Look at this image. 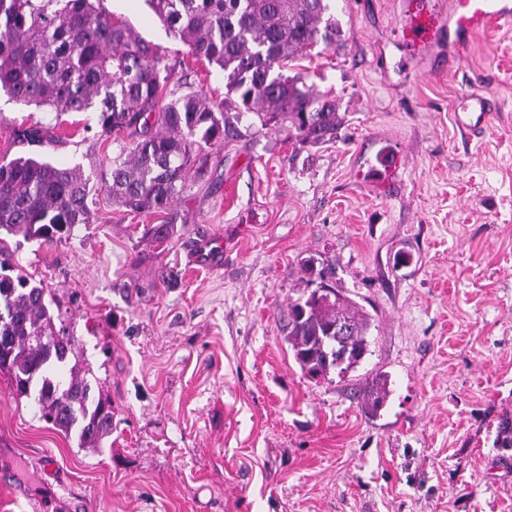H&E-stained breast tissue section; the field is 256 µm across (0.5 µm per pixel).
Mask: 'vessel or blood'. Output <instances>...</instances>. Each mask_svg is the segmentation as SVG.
I'll return each mask as SVG.
<instances>
[{"mask_svg":"<svg viewBox=\"0 0 512 512\" xmlns=\"http://www.w3.org/2000/svg\"><path fill=\"white\" fill-rule=\"evenodd\" d=\"M492 23H512V0H402V12L394 26L395 44L403 61L411 62L434 49L447 47L449 56L458 55L472 33ZM465 109L455 118L462 128L484 124L490 118L484 95L466 92Z\"/></svg>","mask_w":512,"mask_h":512,"instance_id":"obj_1","label":"vessel or blood"}]
</instances>
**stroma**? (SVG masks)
Instances as JSON below:
<instances>
[{
    "instance_id": "35a3bbf8",
    "label": "stroma",
    "mask_w": 512,
    "mask_h": 512,
    "mask_svg": "<svg viewBox=\"0 0 512 512\" xmlns=\"http://www.w3.org/2000/svg\"><path fill=\"white\" fill-rule=\"evenodd\" d=\"M213 102L223 71L191 55L146 0H101ZM400 0H334L342 43L283 66L336 104L334 140L297 141L244 116L208 172L156 214L106 194L120 152L93 112L0 98V159L30 153L90 174L88 223L50 245L5 236L13 274L46 290L112 433L83 448L0 372V512H512V27L476 33L455 63L396 71ZM481 90L492 119L458 129ZM44 126L41 142L20 133ZM397 152L393 169L379 165ZM371 317L370 351L344 375L306 377L288 305L323 266ZM389 379L379 416L361 399ZM26 497H16L14 487Z\"/></svg>"
}]
</instances>
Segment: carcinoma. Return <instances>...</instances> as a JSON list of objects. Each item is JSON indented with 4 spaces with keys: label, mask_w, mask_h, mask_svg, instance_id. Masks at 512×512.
I'll return each mask as SVG.
<instances>
[{
    "label": "carcinoma",
    "mask_w": 512,
    "mask_h": 512,
    "mask_svg": "<svg viewBox=\"0 0 512 512\" xmlns=\"http://www.w3.org/2000/svg\"><path fill=\"white\" fill-rule=\"evenodd\" d=\"M96 0H0V90L10 99L60 116L98 113L99 133L131 142L112 159L106 192L134 213H162L149 232L174 233L171 206L192 177H203L205 147L237 134L243 114L264 124L276 117L303 142L336 134L335 105L300 79L275 73L298 53L336 41L330 0H149L167 30L193 55L224 71V106L191 87L159 105L172 71L152 48L95 6ZM91 177L81 167L40 156L0 161V231L49 245L89 221ZM322 282L290 305L291 343L302 372L312 377L356 368L368 352L371 319ZM344 335H337V328ZM74 352L73 337L56 328L45 289L23 276L0 273V370L17 395L32 397L41 419L99 448L112 431V404L90 395L78 365L66 382L54 366ZM389 394L377 377L362 399L378 414ZM496 444L512 448V420L500 422Z\"/></svg>",
    "instance_id": "carcinoma-1"
}]
</instances>
